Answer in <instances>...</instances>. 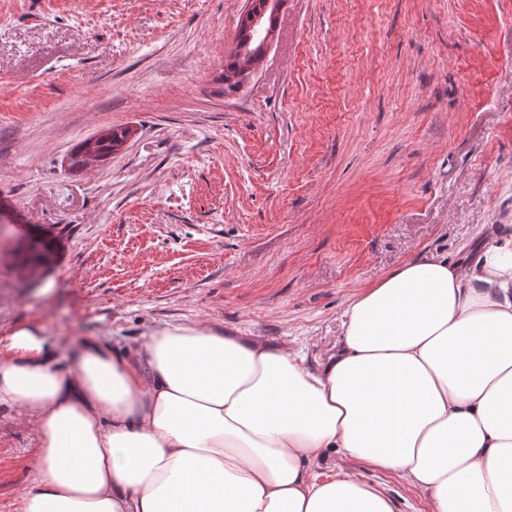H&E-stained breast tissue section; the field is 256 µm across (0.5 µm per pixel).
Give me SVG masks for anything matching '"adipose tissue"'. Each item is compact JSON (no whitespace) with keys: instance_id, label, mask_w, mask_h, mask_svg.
I'll return each mask as SVG.
<instances>
[{"instance_id":"1","label":"adipose tissue","mask_w":512,"mask_h":512,"mask_svg":"<svg viewBox=\"0 0 512 512\" xmlns=\"http://www.w3.org/2000/svg\"><path fill=\"white\" fill-rule=\"evenodd\" d=\"M323 370L204 324L134 348L88 339L55 369L16 330L0 401L40 437L17 512H394L326 450L396 474L432 512H512V237L430 255L357 293Z\"/></svg>"}]
</instances>
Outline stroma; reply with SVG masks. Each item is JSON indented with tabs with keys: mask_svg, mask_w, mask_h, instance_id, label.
Listing matches in <instances>:
<instances>
[{
	"mask_svg": "<svg viewBox=\"0 0 512 512\" xmlns=\"http://www.w3.org/2000/svg\"><path fill=\"white\" fill-rule=\"evenodd\" d=\"M246 0H0V352L67 351L204 322L320 369L352 297L403 262L474 263L512 236V0H285L241 87L221 80ZM127 128L69 171L85 139ZM61 229L32 277L12 257ZM38 434L0 403V512ZM395 512L392 473L331 452ZM130 129L111 128L107 133L84 140L70 159L68 169L80 171L91 157L105 160L120 150L129 139Z\"/></svg>",
	"mask_w": 512,
	"mask_h": 512,
	"instance_id": "obj_1",
	"label": "stroma"
}]
</instances>
